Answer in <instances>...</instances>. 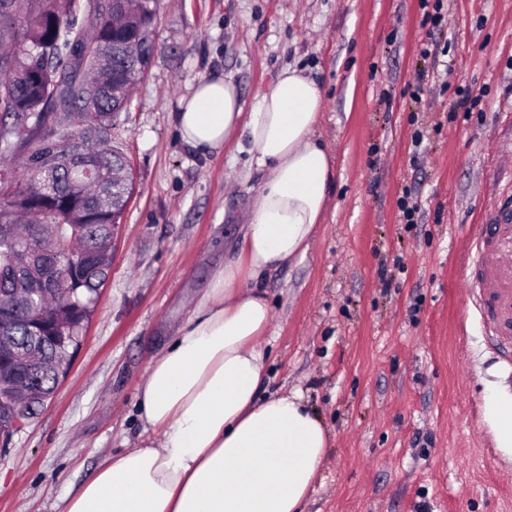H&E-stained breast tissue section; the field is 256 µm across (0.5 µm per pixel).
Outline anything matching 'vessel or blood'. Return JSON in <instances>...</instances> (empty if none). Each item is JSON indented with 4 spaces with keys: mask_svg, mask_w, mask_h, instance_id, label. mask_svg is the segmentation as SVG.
<instances>
[{
    "mask_svg": "<svg viewBox=\"0 0 512 512\" xmlns=\"http://www.w3.org/2000/svg\"><path fill=\"white\" fill-rule=\"evenodd\" d=\"M474 240L469 299L483 317L493 345L512 349V201L497 203Z\"/></svg>",
    "mask_w": 512,
    "mask_h": 512,
    "instance_id": "b4317fda",
    "label": "vessel or blood"
}]
</instances>
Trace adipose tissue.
<instances>
[{
    "label": "adipose tissue",
    "mask_w": 512,
    "mask_h": 512,
    "mask_svg": "<svg viewBox=\"0 0 512 512\" xmlns=\"http://www.w3.org/2000/svg\"><path fill=\"white\" fill-rule=\"evenodd\" d=\"M324 95L288 67L250 113L221 76L200 79L181 100L178 129L197 152L246 135L264 174L252 221L236 260L215 271L141 383L134 447L106 458L55 512H303L328 434L299 394L257 398L271 309L256 281L304 256L322 222L333 175L316 136Z\"/></svg>",
    "instance_id": "obj_1"
}]
</instances>
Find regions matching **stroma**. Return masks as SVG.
Listing matches in <instances>:
<instances>
[{"instance_id": "35a3bbf8", "label": "stroma", "mask_w": 512, "mask_h": 512, "mask_svg": "<svg viewBox=\"0 0 512 512\" xmlns=\"http://www.w3.org/2000/svg\"><path fill=\"white\" fill-rule=\"evenodd\" d=\"M444 12L431 31L420 0H159L149 67L115 130L132 194L111 275L52 400L0 448V512H52L136 442L138 387L234 259L262 183L245 137L206 156L186 145L178 101L224 76L249 112L287 66L323 85L318 133L334 159L307 254L261 282L272 321L258 396L299 392L328 432L304 512H512V454L484 419L490 391L512 395V363L464 290L474 228L512 190V0ZM406 191L414 224L399 217Z\"/></svg>"}]
</instances>
